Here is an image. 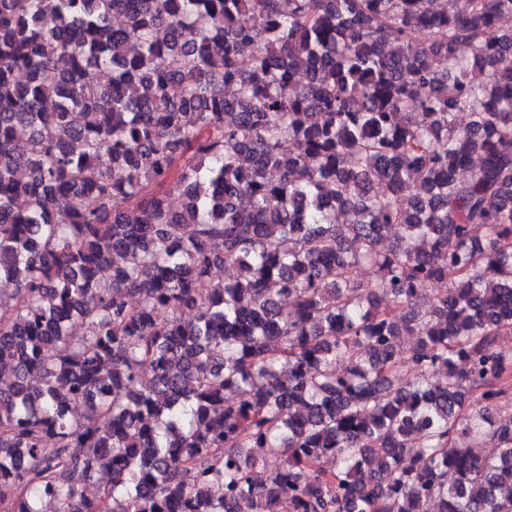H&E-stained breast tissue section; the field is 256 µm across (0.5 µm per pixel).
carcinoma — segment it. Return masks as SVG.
Wrapping results in <instances>:
<instances>
[{
  "instance_id": "1",
  "label": "carcinoma",
  "mask_w": 512,
  "mask_h": 512,
  "mask_svg": "<svg viewBox=\"0 0 512 512\" xmlns=\"http://www.w3.org/2000/svg\"><path fill=\"white\" fill-rule=\"evenodd\" d=\"M451 3L0 0L8 512H512V0Z\"/></svg>"
}]
</instances>
